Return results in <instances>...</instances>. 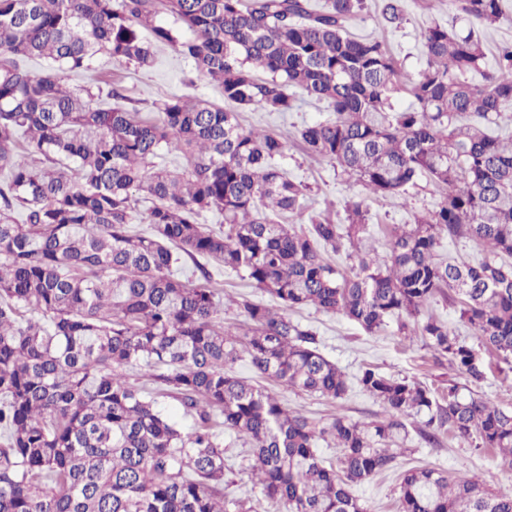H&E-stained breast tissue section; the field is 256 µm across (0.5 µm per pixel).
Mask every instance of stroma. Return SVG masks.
<instances>
[{"instance_id":"obj_1","label":"stroma","mask_w":512,"mask_h":512,"mask_svg":"<svg viewBox=\"0 0 512 512\" xmlns=\"http://www.w3.org/2000/svg\"><path fill=\"white\" fill-rule=\"evenodd\" d=\"M381 0H365L362 11L347 23L348 32L358 38L376 37L397 60L402 83L416 79L425 66L420 32L437 22L449 28L460 25L458 0H400L402 18L398 23H386L381 15ZM93 67L98 76L107 77L120 94L130 99L133 107L142 112L152 109L155 101L173 96L199 97L222 104L223 96L217 83L196 73L193 63L169 47L153 50V62L144 68L123 66L107 57H97ZM330 114L326 104L306 95H298L292 111L271 112L260 107L241 110L239 122L244 129H262L288 139V157L284 166L290 178L307 187L304 208L290 216L296 227L310 224L314 219H330L333 223L346 221V205L350 200L363 201L367 210L366 233L362 250H375L386 255L389 235L394 227L413 223L415 216L436 208L442 192L434 184L422 180L411 189L407 201L377 198L369 195L360 184L348 180L334 164L309 157L298 137L302 126L324 120ZM219 296L225 299L224 317L239 320L241 314L232 306L233 298L246 295L267 301V294L253 288L248 280L231 271L213 270L210 282ZM293 320L312 327L321 340L323 354L346 374L349 390L341 400L307 395L278 388L280 399L288 408L313 419H328L342 413L355 421H371L381 413L373 398L357 383L360 371L368 366L379 368L395 378H408L425 383L438 396L448 394L449 386H457L460 395L482 397L503 409H512V363L492 354H484L486 374L477 384L460 375L448 362L438 361L425 346L421 337H406L399 333L396 323L369 334L340 314L305 307L292 311ZM421 418L409 424L408 450L394 466L375 476L369 483L354 487L369 512H399V482L401 474L412 467H436L449 473L475 474L491 486L512 485V470L503 467L497 452L484 450L474 442L441 431L435 443L422 440L418 429ZM228 462L234 471L228 479L225 493L228 499L248 500L254 512H284L283 506L271 503L260 493L248 474L239 468L247 449L243 438L228 431L224 434Z\"/></svg>"}]
</instances>
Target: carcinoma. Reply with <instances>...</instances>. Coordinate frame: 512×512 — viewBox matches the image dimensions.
<instances>
[{"label": "carcinoma", "instance_id": "cac0c4a2", "mask_svg": "<svg viewBox=\"0 0 512 512\" xmlns=\"http://www.w3.org/2000/svg\"><path fill=\"white\" fill-rule=\"evenodd\" d=\"M363 3L0 0V512H226L224 428L251 442V475L286 512H368L352 488L407 452L405 420L421 414L424 437L446 427L512 469V412L455 388L443 405L428 387L367 367L358 384L383 411L367 423L311 420L273 392L347 393L316 331L288 315L306 306L368 333L403 316L404 333L446 295L480 345L512 362V139L495 133L512 121V47L488 69L481 36L504 0H459L464 27L425 29L426 67L406 88L380 40L347 32ZM159 44L218 81L224 105L174 95L151 120L112 104L120 94L101 79L70 83L98 54L143 67ZM37 59L50 64L36 72ZM404 88L412 102L397 111ZM294 89L332 112L299 130L309 154L377 197L404 199L422 178L444 191L392 230L385 258L360 255L348 276L322 252L360 248L363 202L347 205L345 224L277 221L304 197L282 166L287 142L238 123V109L293 110ZM173 152L182 171L157 167ZM141 192L150 232L133 234ZM209 212L224 231L199 223ZM443 235L478 243L485 258L441 261ZM184 257L240 274L278 308L244 297V321H224L214 289L175 276ZM412 334L483 380L478 352L445 322L429 317ZM239 360L270 386L238 377ZM132 368L153 390L128 381ZM156 393L192 425L166 417ZM399 503L512 512V487L412 467Z\"/></svg>", "mask_w": 512, "mask_h": 512}]
</instances>
